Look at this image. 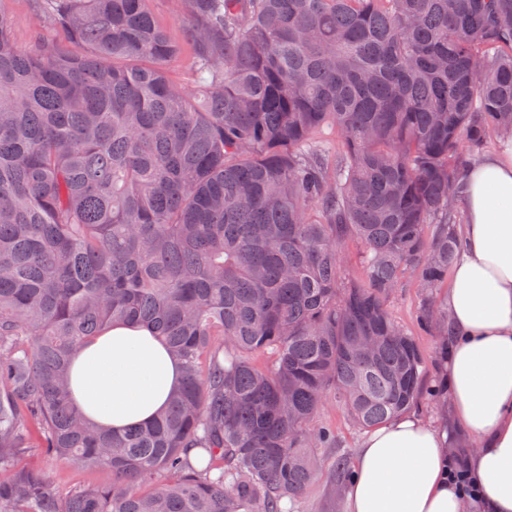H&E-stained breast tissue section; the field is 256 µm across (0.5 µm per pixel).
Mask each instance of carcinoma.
<instances>
[{"label":"carcinoma","mask_w":512,"mask_h":512,"mask_svg":"<svg viewBox=\"0 0 512 512\" xmlns=\"http://www.w3.org/2000/svg\"><path fill=\"white\" fill-rule=\"evenodd\" d=\"M198 90L150 0H43L77 55L0 19V512H291L334 399L365 431L424 393L390 300L461 249L460 152L512 134V0H178ZM362 248V275L345 274ZM150 326L182 382L113 432L71 358ZM43 455L112 472L62 498Z\"/></svg>","instance_id":"1"}]
</instances>
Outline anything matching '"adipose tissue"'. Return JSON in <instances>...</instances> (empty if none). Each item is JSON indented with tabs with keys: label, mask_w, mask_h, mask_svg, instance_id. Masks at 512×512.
Listing matches in <instances>:
<instances>
[{
	"label": "adipose tissue",
	"mask_w": 512,
	"mask_h": 512,
	"mask_svg": "<svg viewBox=\"0 0 512 512\" xmlns=\"http://www.w3.org/2000/svg\"><path fill=\"white\" fill-rule=\"evenodd\" d=\"M462 248L442 304L448 321V403L477 488H452L444 437L405 414L366 434L344 512H512V137L462 176ZM181 381L145 326H112L73 357L76 405L121 431L153 420Z\"/></svg>",
	"instance_id": "obj_1"
}]
</instances>
